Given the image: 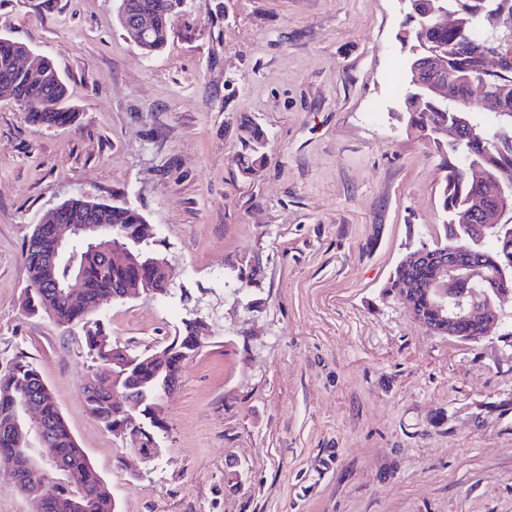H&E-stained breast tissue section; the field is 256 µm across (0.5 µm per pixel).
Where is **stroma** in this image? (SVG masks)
<instances>
[{"label": "stroma", "mask_w": 512, "mask_h": 512, "mask_svg": "<svg viewBox=\"0 0 512 512\" xmlns=\"http://www.w3.org/2000/svg\"><path fill=\"white\" fill-rule=\"evenodd\" d=\"M118 5L0 0V36L78 113L37 127L0 98V370L36 365L118 512H512V337L431 335L384 291L444 241L439 158L402 112L405 0H187L153 56ZM247 122L268 136L251 176ZM80 196L138 209L172 279L94 318L140 348L209 326L149 459L88 413L81 326L22 306L27 237Z\"/></svg>", "instance_id": "stroma-1"}]
</instances>
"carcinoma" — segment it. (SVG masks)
I'll list each match as a JSON object with an SVG mask.
<instances>
[{
	"instance_id": "cac0c4a2",
	"label": "carcinoma",
	"mask_w": 512,
	"mask_h": 512,
	"mask_svg": "<svg viewBox=\"0 0 512 512\" xmlns=\"http://www.w3.org/2000/svg\"><path fill=\"white\" fill-rule=\"evenodd\" d=\"M184 6L185 0H121L120 25L125 30L133 26L134 19L146 16L149 25L140 36L138 47L143 54L153 55L167 44ZM442 9L458 14L463 25L457 29L437 25V15ZM399 39L409 46L410 63L436 54L444 70L454 78L445 99L412 84L404 96L408 126L446 149L441 161L439 207L449 220L443 224L446 243L438 250L446 253L450 264L475 267L478 278L467 285L473 294H481L485 280L512 292V223L503 221L505 214L512 213V135L502 133L496 123L499 117L512 126V66L497 72L479 68L480 56L489 45L512 53V0H407ZM26 48L28 45L23 42L0 37V90L10 89L23 102L28 120L35 125L51 128L72 124L76 112L67 104L66 84L52 61L36 72L15 68L16 55ZM472 79L484 81L497 94L499 111L494 117L481 115L472 105L467 94ZM469 126L481 128L484 138L453 142L434 138L440 129L464 130ZM240 141L251 157V162L242 166L247 174L254 170V165L264 161L267 135L262 127L251 123L243 126ZM475 166L484 170L486 185L478 186L468 177L467 170ZM497 182L503 185L504 196L509 201L506 206L488 196ZM481 197L485 198V211L478 225L454 222L455 216L471 209ZM63 206L66 207L63 213L46 216L47 223L100 224L105 247L92 250L76 245L83 278L73 289L79 302L72 303L48 283L47 260L53 249L49 234L31 232L24 245L29 279L25 306L34 313H45L59 327L83 324L88 357L94 364L115 371L113 375L97 376L98 385L84 390L86 408L112 431L124 419L127 396L135 395L143 422L137 431L128 432V436L136 442L138 451L147 453L149 447L145 440L164 428V422L154 419L155 405L177 384L184 361L201 347L197 328L193 320H184L178 335L164 347L165 356L156 358L152 353H138L113 340L103 320H87L104 295L119 300L126 288H146L155 296L165 297L169 290L161 273H143L156 254L148 249L147 242L140 241L138 229L145 219L136 208L84 197L72 198ZM114 241L127 245L115 256L112 255ZM430 251L424 244L407 251L389 277L386 291L396 293L406 283L415 288L426 283L434 273ZM29 401L41 402L42 421L52 426L51 442L41 452L48 458L61 457L63 468L81 473L84 487H97L101 483L99 473L78 446L40 371L23 355L6 371H0V470H10L20 477L31 458V444L17 432L18 425L31 424L25 416ZM72 492L60 473L49 472L48 491L34 502L35 512H70Z\"/></svg>"
}]
</instances>
